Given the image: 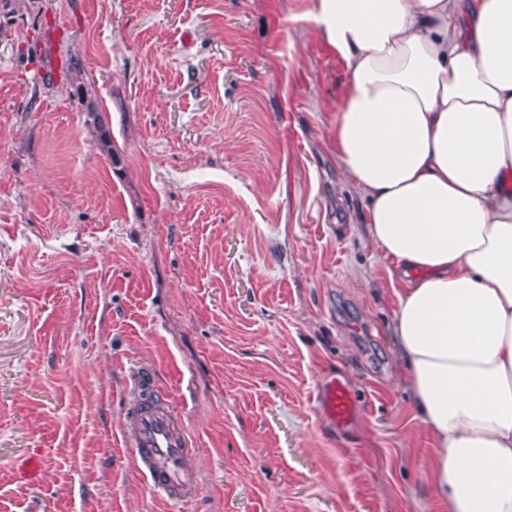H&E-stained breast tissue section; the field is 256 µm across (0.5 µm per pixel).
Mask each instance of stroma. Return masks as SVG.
<instances>
[{
	"label": "stroma",
	"instance_id": "1",
	"mask_svg": "<svg viewBox=\"0 0 512 512\" xmlns=\"http://www.w3.org/2000/svg\"><path fill=\"white\" fill-rule=\"evenodd\" d=\"M312 4L0 9V512H448L389 332L394 263L329 148L347 69ZM137 367L192 439L187 503L124 446ZM331 376L360 403L345 430L315 399ZM76 95L79 104L85 106V111L88 115V120L86 121L87 125L93 127L97 133V142L101 151L110 159L112 165L119 164L121 157L112 142V137L101 114L97 111L91 101L85 103V99L79 90L76 91Z\"/></svg>",
	"mask_w": 512,
	"mask_h": 512
}]
</instances>
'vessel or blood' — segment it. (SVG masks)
<instances>
[{"instance_id": "obj_1", "label": "vessel or blood", "mask_w": 512, "mask_h": 512, "mask_svg": "<svg viewBox=\"0 0 512 512\" xmlns=\"http://www.w3.org/2000/svg\"><path fill=\"white\" fill-rule=\"evenodd\" d=\"M136 397L124 414L121 435L148 490L172 503L196 493L189 460L192 444L180 418L169 407L171 395L154 372L139 368L130 382ZM316 400L323 415L335 426L348 427L359 404L341 379L321 383Z\"/></svg>"}]
</instances>
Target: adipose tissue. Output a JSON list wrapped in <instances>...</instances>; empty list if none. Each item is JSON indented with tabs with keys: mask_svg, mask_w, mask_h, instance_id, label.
Segmentation results:
<instances>
[{
	"mask_svg": "<svg viewBox=\"0 0 512 512\" xmlns=\"http://www.w3.org/2000/svg\"><path fill=\"white\" fill-rule=\"evenodd\" d=\"M336 161L404 287L392 334L448 512H512V0H313Z\"/></svg>",
	"mask_w": 512,
	"mask_h": 512,
	"instance_id": "ef3b65f1",
	"label": "adipose tissue"
}]
</instances>
